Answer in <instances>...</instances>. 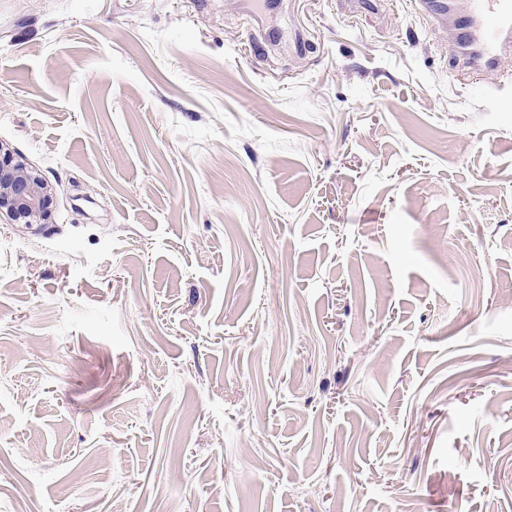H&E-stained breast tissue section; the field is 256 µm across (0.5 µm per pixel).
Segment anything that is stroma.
<instances>
[{"mask_svg":"<svg viewBox=\"0 0 512 512\" xmlns=\"http://www.w3.org/2000/svg\"><path fill=\"white\" fill-rule=\"evenodd\" d=\"M0 0V512H512V86L407 0ZM252 16L257 22L258 27L263 31L265 30L264 36L262 39L252 38L249 42V47L251 51H254L257 48L264 49L266 46H269L274 41L275 37L278 36V30L271 25V21H269V13H259L253 12ZM53 202L49 181L0 142V215L15 224H46Z\"/></svg>","mask_w":512,"mask_h":512,"instance_id":"obj_1","label":"stroma"}]
</instances>
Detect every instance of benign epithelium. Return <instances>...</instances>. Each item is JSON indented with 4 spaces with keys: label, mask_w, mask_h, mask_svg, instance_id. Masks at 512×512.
Listing matches in <instances>:
<instances>
[{
    "label": "benign epithelium",
    "mask_w": 512,
    "mask_h": 512,
    "mask_svg": "<svg viewBox=\"0 0 512 512\" xmlns=\"http://www.w3.org/2000/svg\"><path fill=\"white\" fill-rule=\"evenodd\" d=\"M53 202L49 181L0 142V215L15 224H46Z\"/></svg>",
    "instance_id": "benign-epithelium-1"
}]
</instances>
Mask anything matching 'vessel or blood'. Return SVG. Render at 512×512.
<instances>
[{"label":"vessel or blood","instance_id":"obj_1","mask_svg":"<svg viewBox=\"0 0 512 512\" xmlns=\"http://www.w3.org/2000/svg\"><path fill=\"white\" fill-rule=\"evenodd\" d=\"M410 6L435 22H451L455 62L473 84L492 75L512 83V74L502 68L512 55V0H411Z\"/></svg>","mask_w":512,"mask_h":512}]
</instances>
